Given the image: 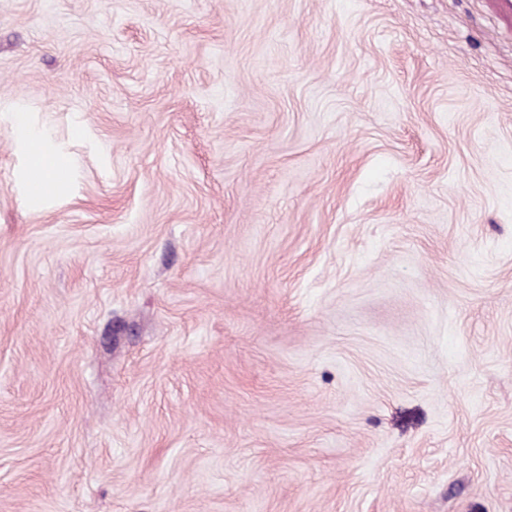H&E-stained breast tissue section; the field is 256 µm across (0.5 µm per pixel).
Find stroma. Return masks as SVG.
Instances as JSON below:
<instances>
[{
    "instance_id": "stroma-1",
    "label": "stroma",
    "mask_w": 512,
    "mask_h": 512,
    "mask_svg": "<svg viewBox=\"0 0 512 512\" xmlns=\"http://www.w3.org/2000/svg\"><path fill=\"white\" fill-rule=\"evenodd\" d=\"M0 512H512V0H0ZM6 112L10 114L11 132L16 143L24 146L29 152L31 158L29 175H40L49 189L57 190L60 186L59 174L75 164V159L47 151L42 133L31 124L29 114L24 108L17 106Z\"/></svg>"
}]
</instances>
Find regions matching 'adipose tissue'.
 Here are the masks:
<instances>
[{
  "mask_svg": "<svg viewBox=\"0 0 512 512\" xmlns=\"http://www.w3.org/2000/svg\"><path fill=\"white\" fill-rule=\"evenodd\" d=\"M10 126L16 143L24 146L31 158V174L42 177L48 187L59 188V175L73 165V158L50 155L44 146V137L29 120V114L22 107H14L9 111Z\"/></svg>",
  "mask_w": 512,
  "mask_h": 512,
  "instance_id": "ef3b65f1",
  "label": "adipose tissue"
}]
</instances>
